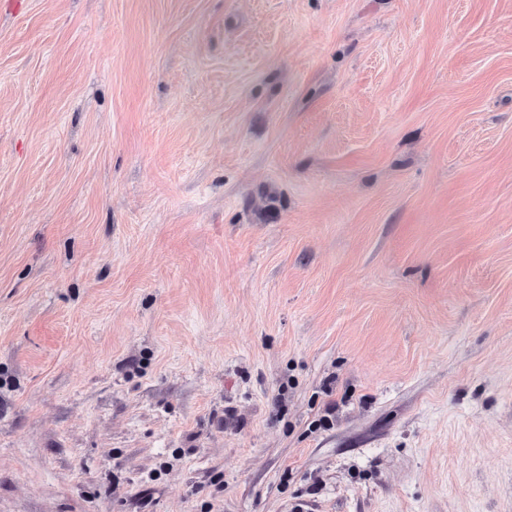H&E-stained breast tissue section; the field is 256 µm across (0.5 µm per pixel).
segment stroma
<instances>
[{"label": "stroma", "mask_w": 512, "mask_h": 512, "mask_svg": "<svg viewBox=\"0 0 512 512\" xmlns=\"http://www.w3.org/2000/svg\"><path fill=\"white\" fill-rule=\"evenodd\" d=\"M0 512H512V0H0Z\"/></svg>", "instance_id": "obj_1"}]
</instances>
